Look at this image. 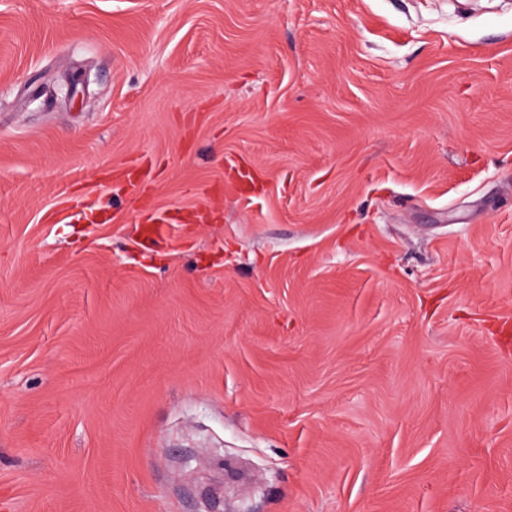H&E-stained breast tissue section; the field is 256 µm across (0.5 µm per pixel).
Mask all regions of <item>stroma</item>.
I'll list each match as a JSON object with an SVG mask.
<instances>
[{
	"instance_id": "1",
	"label": "stroma",
	"mask_w": 512,
	"mask_h": 512,
	"mask_svg": "<svg viewBox=\"0 0 512 512\" xmlns=\"http://www.w3.org/2000/svg\"><path fill=\"white\" fill-rule=\"evenodd\" d=\"M0 512H512V0H0Z\"/></svg>"
}]
</instances>
